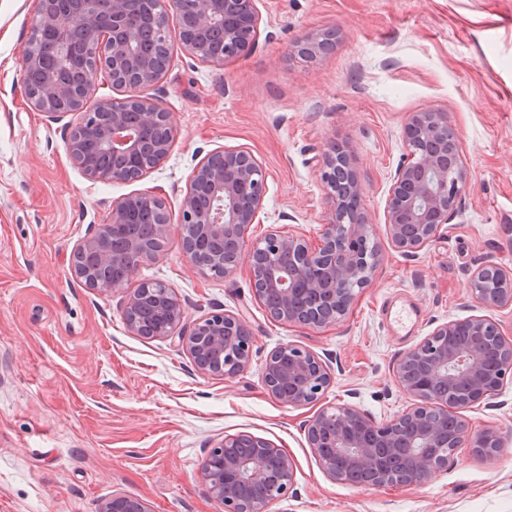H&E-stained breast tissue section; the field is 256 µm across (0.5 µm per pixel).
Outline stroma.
<instances>
[{"instance_id": "stroma-1", "label": "stroma", "mask_w": 512, "mask_h": 512, "mask_svg": "<svg viewBox=\"0 0 512 512\" xmlns=\"http://www.w3.org/2000/svg\"><path fill=\"white\" fill-rule=\"evenodd\" d=\"M256 5L254 45L224 65L190 58L172 40L168 72L143 91L173 116L171 153L140 180L102 183L70 160L63 124L29 105L19 69L36 0H0V512H95L116 492L152 512H218L196 472L205 449L241 432L295 463L292 487L269 512H512L510 377L495 407L463 411L472 429L500 428V452L458 449L419 486L330 481L305 431L316 412L343 403L379 422L402 412L411 399L397 361L446 321L487 314L512 338V307L486 309L468 288L482 266L512 271V0ZM324 29L337 33L333 49L300 57L296 41ZM429 108L447 110L471 178L458 213L406 253L390 239L386 206L404 126ZM343 142L354 148L380 256L337 325L272 320L247 266L204 275L174 238L106 293L71 272L75 245L130 194L161 190L179 220L195 165L215 150H248L262 166L266 195L249 240L275 227L318 242L330 211L322 158ZM147 280L184 300L186 323L242 314L253 341L246 371L204 376L176 343L130 334L121 305ZM286 343L330 360L333 382L311 405H283L264 388L265 359Z\"/></svg>"}]
</instances>
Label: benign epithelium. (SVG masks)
I'll use <instances>...</instances> for the list:
<instances>
[{
	"label": "benign epithelium",
	"mask_w": 512,
	"mask_h": 512,
	"mask_svg": "<svg viewBox=\"0 0 512 512\" xmlns=\"http://www.w3.org/2000/svg\"><path fill=\"white\" fill-rule=\"evenodd\" d=\"M147 23L167 34L169 12L190 13L191 29L179 41L193 58L222 65L255 44L256 0H141ZM38 0L32 36L21 53L22 80L42 67L44 56L57 53L78 76L61 82L48 75L31 92L32 110L50 121L71 117L66 149L83 174L94 182H130L163 163L174 142L171 113L138 90L159 82L170 56L163 45L151 58L137 48L139 36L130 23L129 0ZM336 39L325 31L295 44L312 60ZM127 89L121 99L94 97L100 75ZM448 113L427 109L411 114L405 125L408 153L391 178L386 224L392 241L407 252L423 247L441 225L457 213L468 171L448 154ZM354 150L342 144L323 160L322 180L332 202L327 224L315 246L297 235L270 229L248 243L266 195V180L257 159L244 149L221 150L202 158L181 201L179 245L204 274L222 278L247 262L256 295L272 319L324 328L342 321L356 292L371 284L379 251L368 249L372 227L360 209L364 186L353 165ZM208 185L210 208L198 205L194 186ZM165 198L156 191L124 197L109 220L77 244L72 273L86 287L100 290L126 283L146 261L162 255L171 238ZM473 297L486 308L512 306V274L495 265L473 272ZM127 330L152 340H178L197 371L234 378L251 360L252 340L239 314L211 312L194 321L188 333L178 331L185 304L165 284L145 281L132 290L122 308ZM512 372V339L489 316L451 320L404 352L396 367L398 385L412 397L407 410L378 423L354 405L324 408L305 429L326 476L344 484L372 464L381 465L373 488L419 486L459 448L480 457L496 455L502 436L495 426L479 432L459 414L500 390ZM332 381L328 363L294 344L274 349L266 359L263 385L285 406L316 402ZM295 465L268 440L241 433L224 437L202 459L198 479L220 512H267L286 495ZM97 512H152L141 498L114 493Z\"/></svg>",
	"instance_id": "obj_1"
}]
</instances>
